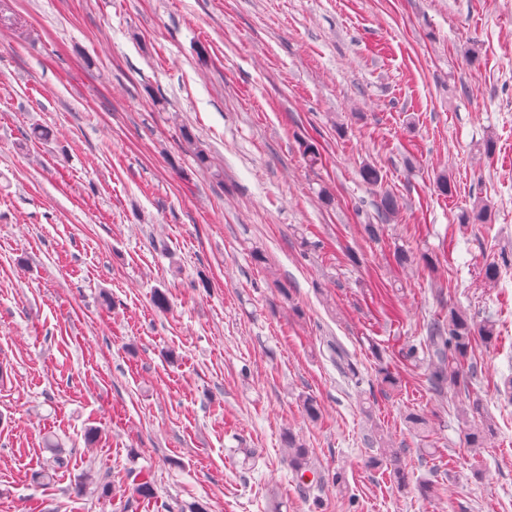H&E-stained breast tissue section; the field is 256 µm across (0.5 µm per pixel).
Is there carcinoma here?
Returning <instances> with one entry per match:
<instances>
[{
    "mask_svg": "<svg viewBox=\"0 0 512 512\" xmlns=\"http://www.w3.org/2000/svg\"><path fill=\"white\" fill-rule=\"evenodd\" d=\"M183 140L188 148L193 150L196 165L201 171H211L214 168L212 156L199 148L188 130H183ZM380 210L385 220L395 218L400 211L397 196L387 190L380 195ZM490 206L482 200L474 203L471 210L461 212L457 216L458 226L462 229L468 225L486 219ZM497 339L496 324L487 320L476 326L467 315L459 310H448V316L437 319L427 326L425 346L432 359L430 379L438 391L445 386H466L477 379L476 366L469 362L470 353L477 342L490 344ZM458 418L461 434L465 444L471 448H483L495 434L493 419L484 411L479 400L460 409ZM365 441L369 447L376 449V454L370 457L368 466L372 468L383 464L389 466V478L399 489L409 484V471L403 456V449L395 448L385 440L384 431L378 425H373L366 434ZM48 448L53 451L50 466L34 473V479L50 482L55 473L67 467L68 461L61 455L52 441H47ZM282 446L285 448V459L288 467L295 475L297 485L309 494L324 486V477L319 474L311 460L310 450L291 432L282 435ZM101 497L108 496L111 483L89 473L84 481L76 486V492L81 494L87 489Z\"/></svg>",
    "mask_w": 512,
    "mask_h": 512,
    "instance_id": "carcinoma-1",
    "label": "carcinoma"
}]
</instances>
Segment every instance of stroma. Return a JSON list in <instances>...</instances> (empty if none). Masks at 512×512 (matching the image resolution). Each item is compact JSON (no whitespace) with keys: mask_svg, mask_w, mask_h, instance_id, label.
<instances>
[{"mask_svg":"<svg viewBox=\"0 0 512 512\" xmlns=\"http://www.w3.org/2000/svg\"><path fill=\"white\" fill-rule=\"evenodd\" d=\"M0 11V512H512V267L482 280L512 252V0ZM35 125L51 139L27 141ZM186 129L221 176L198 171ZM305 141L322 166L305 164ZM367 164L400 197L396 221L378 222ZM480 199L490 221L459 230ZM452 307L498 338L474 345L469 390L438 393L423 340ZM475 398L496 425L485 448L456 419ZM374 423L404 451L406 489L366 465ZM288 429L345 476L321 509L283 460ZM49 434L68 466L37 483ZM89 470L108 475V497L75 493ZM426 478L437 497L418 494Z\"/></svg>","mask_w":512,"mask_h":512,"instance_id":"1","label":"stroma"}]
</instances>
